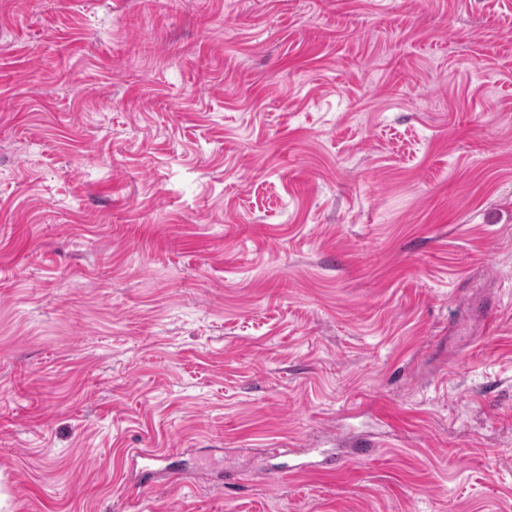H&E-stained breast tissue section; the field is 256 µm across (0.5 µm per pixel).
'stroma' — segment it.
Returning <instances> with one entry per match:
<instances>
[{"label":"stroma","instance_id":"obj_1","mask_svg":"<svg viewBox=\"0 0 512 512\" xmlns=\"http://www.w3.org/2000/svg\"><path fill=\"white\" fill-rule=\"evenodd\" d=\"M147 507L512 512V0H0V512ZM129 460L135 473L136 484L139 487H151L160 480L168 481L179 478V475L168 472L158 466L160 457L148 449L134 448L129 455ZM343 465L341 458L321 452L319 457H308L300 460L291 472H327Z\"/></svg>","mask_w":512,"mask_h":512}]
</instances>
